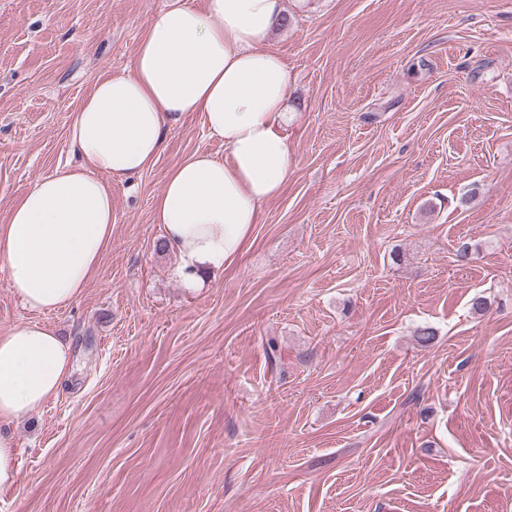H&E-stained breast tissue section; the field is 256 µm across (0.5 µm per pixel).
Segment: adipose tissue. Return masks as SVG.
Here are the masks:
<instances>
[{
    "label": "adipose tissue",
    "mask_w": 512,
    "mask_h": 512,
    "mask_svg": "<svg viewBox=\"0 0 512 512\" xmlns=\"http://www.w3.org/2000/svg\"><path fill=\"white\" fill-rule=\"evenodd\" d=\"M283 0H170L144 29L128 71L105 74L72 114L79 162L17 197L0 222V266L26 308L71 305L112 238V186L151 169L166 128L203 115L223 157L193 153L169 169L153 219L190 287L228 268L250 243L264 203L288 179L289 74L271 49ZM71 344L50 326L0 333V424L37 414L73 372Z\"/></svg>",
    "instance_id": "obj_1"
}]
</instances>
